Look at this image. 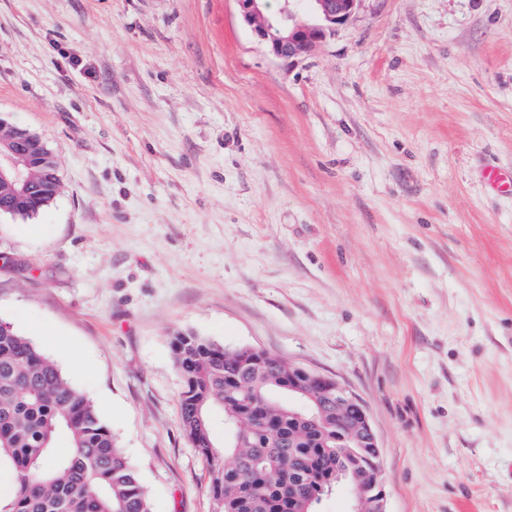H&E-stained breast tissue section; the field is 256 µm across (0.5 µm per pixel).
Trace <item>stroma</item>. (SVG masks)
Listing matches in <instances>:
<instances>
[{
	"label": "stroma",
	"instance_id": "35a3bbf8",
	"mask_svg": "<svg viewBox=\"0 0 512 512\" xmlns=\"http://www.w3.org/2000/svg\"><path fill=\"white\" fill-rule=\"evenodd\" d=\"M0 117L61 180L0 216V320L151 512L212 510L178 331L355 393L388 512H512V0H361L293 64L235 0H0ZM27 132L35 140L30 153L34 181L26 195L16 194L0 185V215L21 219L32 217L49 206L60 192L55 156L39 135Z\"/></svg>",
	"mask_w": 512,
	"mask_h": 512
}]
</instances>
